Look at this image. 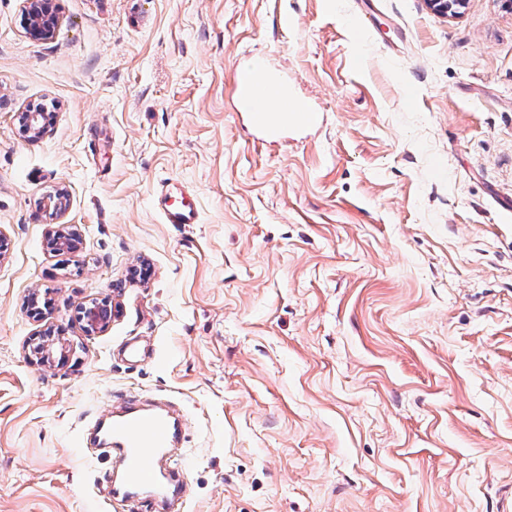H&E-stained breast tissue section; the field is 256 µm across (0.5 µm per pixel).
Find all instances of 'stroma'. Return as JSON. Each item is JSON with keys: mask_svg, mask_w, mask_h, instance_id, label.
Wrapping results in <instances>:
<instances>
[{"mask_svg": "<svg viewBox=\"0 0 512 512\" xmlns=\"http://www.w3.org/2000/svg\"><path fill=\"white\" fill-rule=\"evenodd\" d=\"M53 3L37 40L0 0V512H134L75 446L128 389L185 415L184 512H512V6ZM251 53L317 126L254 141ZM166 178L200 223L163 222ZM112 317V308L107 298L93 300L81 308V318L88 334L107 325Z\"/></svg>", "mask_w": 512, "mask_h": 512, "instance_id": "obj_1", "label": "stroma"}]
</instances>
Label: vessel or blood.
Masks as SVG:
<instances>
[{"instance_id":"1","label":"vessel or blood","mask_w":512,"mask_h":512,"mask_svg":"<svg viewBox=\"0 0 512 512\" xmlns=\"http://www.w3.org/2000/svg\"><path fill=\"white\" fill-rule=\"evenodd\" d=\"M240 111L252 129L264 138H278L292 128L316 126V107L301 103L285 74L267 68L264 57L247 56L232 84ZM154 205L164 223L197 224V207L186 199L184 186L166 183L155 192ZM181 420L160 407L145 405L140 397L124 392L112 398V414L97 419L94 430L79 434L77 444L85 458L111 455L120 464L119 477L110 481L109 496L129 504H146L149 512L164 506L174 478L185 476L178 453Z\"/></svg>"}]
</instances>
